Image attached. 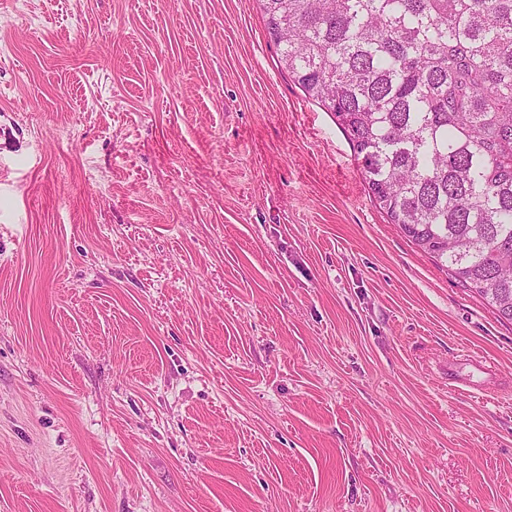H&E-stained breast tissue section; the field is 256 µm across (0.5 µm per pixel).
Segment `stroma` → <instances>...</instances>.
Wrapping results in <instances>:
<instances>
[{"mask_svg": "<svg viewBox=\"0 0 512 512\" xmlns=\"http://www.w3.org/2000/svg\"><path fill=\"white\" fill-rule=\"evenodd\" d=\"M278 58L256 0H0V512H512V322Z\"/></svg>", "mask_w": 512, "mask_h": 512, "instance_id": "35a3bbf8", "label": "stroma"}]
</instances>
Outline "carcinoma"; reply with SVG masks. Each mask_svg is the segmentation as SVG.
Wrapping results in <instances>:
<instances>
[{"mask_svg": "<svg viewBox=\"0 0 512 512\" xmlns=\"http://www.w3.org/2000/svg\"><path fill=\"white\" fill-rule=\"evenodd\" d=\"M379 207L512 321V0H257Z\"/></svg>", "mask_w": 512, "mask_h": 512, "instance_id": "carcinoma-1", "label": "carcinoma"}]
</instances>
